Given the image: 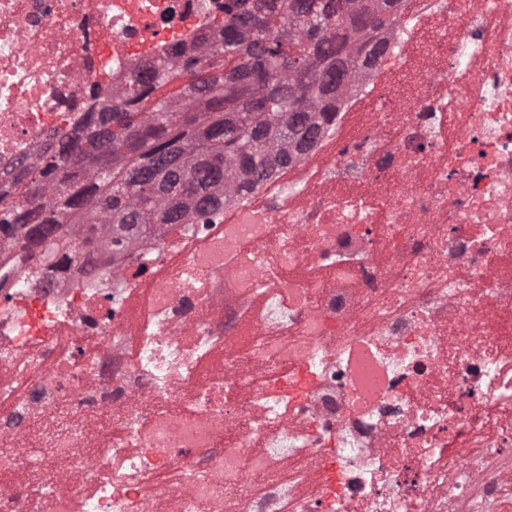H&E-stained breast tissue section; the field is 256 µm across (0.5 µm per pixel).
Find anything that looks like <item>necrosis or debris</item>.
I'll return each mask as SVG.
<instances>
[{
	"label": "necrosis or debris",
	"mask_w": 512,
	"mask_h": 512,
	"mask_svg": "<svg viewBox=\"0 0 512 512\" xmlns=\"http://www.w3.org/2000/svg\"><path fill=\"white\" fill-rule=\"evenodd\" d=\"M224 0H0V201ZM211 224L0 292V512H512V0H415Z\"/></svg>",
	"instance_id": "1"
}]
</instances>
